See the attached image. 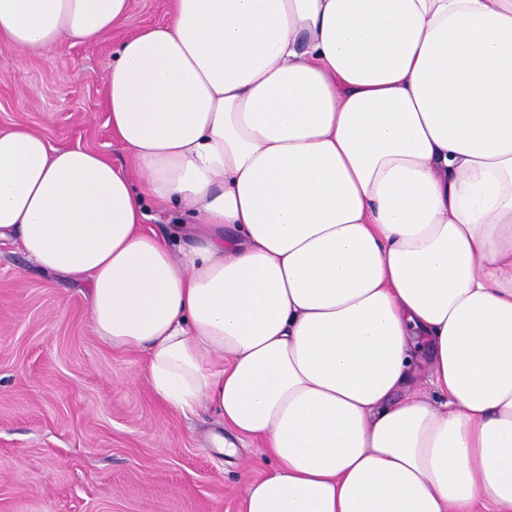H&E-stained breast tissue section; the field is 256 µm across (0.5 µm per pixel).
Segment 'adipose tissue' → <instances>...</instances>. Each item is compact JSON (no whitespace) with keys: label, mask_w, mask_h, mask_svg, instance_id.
I'll use <instances>...</instances> for the list:
<instances>
[{"label":"adipose tissue","mask_w":512,"mask_h":512,"mask_svg":"<svg viewBox=\"0 0 512 512\" xmlns=\"http://www.w3.org/2000/svg\"><path fill=\"white\" fill-rule=\"evenodd\" d=\"M128 11L0 0V43ZM106 99L136 174L0 131V241L263 442L243 512H512V0H172ZM148 206V218L145 221L147 228L153 229L159 235L170 234L174 224H178L177 208L173 205L156 206L151 203Z\"/></svg>","instance_id":"1"}]
</instances>
